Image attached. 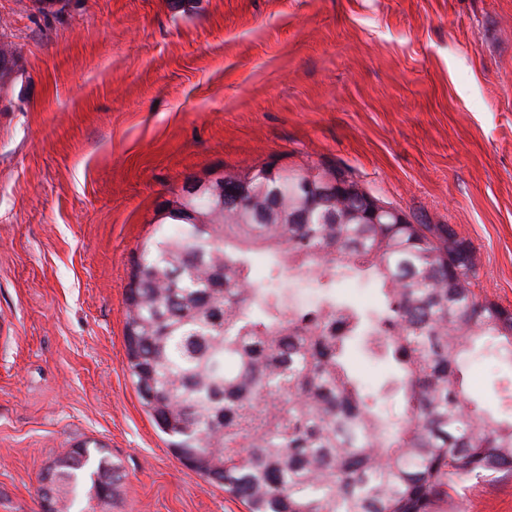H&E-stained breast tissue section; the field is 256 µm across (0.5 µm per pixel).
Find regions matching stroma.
<instances>
[{"label":"stroma","instance_id":"1","mask_svg":"<svg viewBox=\"0 0 512 512\" xmlns=\"http://www.w3.org/2000/svg\"><path fill=\"white\" fill-rule=\"evenodd\" d=\"M0 512L97 442L95 512H247L171 451L126 369L125 293L186 184L340 169L447 224L512 308V0H0ZM494 406L512 366L471 361ZM433 512H512V475Z\"/></svg>","mask_w":512,"mask_h":512}]
</instances>
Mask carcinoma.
I'll list each match as a JSON object with an SVG mask.
<instances>
[{"label": "carcinoma", "mask_w": 512, "mask_h": 512, "mask_svg": "<svg viewBox=\"0 0 512 512\" xmlns=\"http://www.w3.org/2000/svg\"><path fill=\"white\" fill-rule=\"evenodd\" d=\"M264 167L247 190H198L147 242L126 298L127 369L180 460L248 512H431L473 478L512 474V380L493 411L468 367L512 366V311L481 296L473 251L444 224H347L344 172ZM269 257L268 280L253 259ZM311 276L309 301L298 284ZM368 277L381 303L336 296ZM361 347L390 376L367 387ZM56 510L94 512L124 475L104 448L59 459Z\"/></svg>", "instance_id": "carcinoma-1"}]
</instances>
